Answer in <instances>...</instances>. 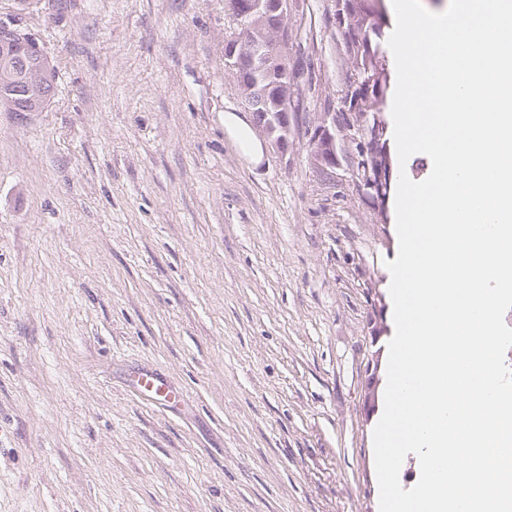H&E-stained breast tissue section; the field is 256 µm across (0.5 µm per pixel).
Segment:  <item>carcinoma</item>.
Here are the masks:
<instances>
[{"label":"carcinoma","instance_id":"obj_1","mask_svg":"<svg viewBox=\"0 0 512 512\" xmlns=\"http://www.w3.org/2000/svg\"><path fill=\"white\" fill-rule=\"evenodd\" d=\"M291 12L281 6V0H266L265 8L248 16L244 40L237 48L241 57L235 71L238 90L253 113L257 129L264 131L271 114L280 112L279 124L285 130H302L310 103L304 101L298 82V71L280 57L279 35L291 28ZM338 42L348 65L341 75V84L351 88L349 112L356 118L369 112H381L386 105L388 68L383 49L390 18L385 0H343L341 12L330 13ZM257 41L264 46L261 54L253 55L249 44ZM43 68L38 84L27 86L24 78L5 72L0 67V102L14 98L34 99L41 112L49 102V82L56 77L54 66L43 65L31 58L28 68ZM317 172L325 185L336 180L337 161L313 155Z\"/></svg>","mask_w":512,"mask_h":512}]
</instances>
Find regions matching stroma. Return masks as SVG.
<instances>
[{
    "instance_id": "stroma-1",
    "label": "stroma",
    "mask_w": 512,
    "mask_h": 512,
    "mask_svg": "<svg viewBox=\"0 0 512 512\" xmlns=\"http://www.w3.org/2000/svg\"><path fill=\"white\" fill-rule=\"evenodd\" d=\"M320 98L330 0H298ZM56 68L0 111V512H379L396 208L242 152L225 0H0ZM149 363L186 412L134 396Z\"/></svg>"
}]
</instances>
